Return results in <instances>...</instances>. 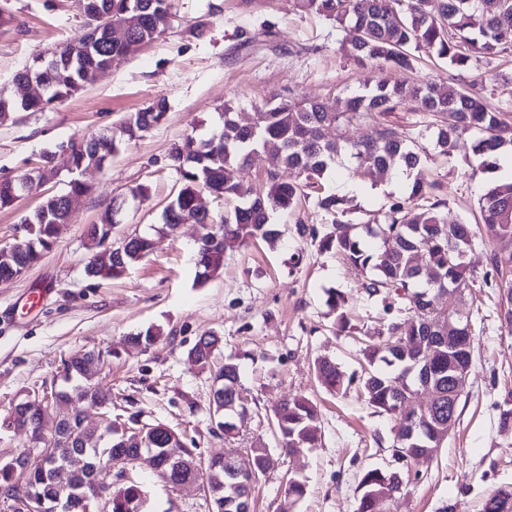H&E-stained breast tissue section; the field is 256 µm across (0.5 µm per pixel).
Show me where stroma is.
Wrapping results in <instances>:
<instances>
[{
	"instance_id": "1",
	"label": "stroma",
	"mask_w": 512,
	"mask_h": 512,
	"mask_svg": "<svg viewBox=\"0 0 512 512\" xmlns=\"http://www.w3.org/2000/svg\"><path fill=\"white\" fill-rule=\"evenodd\" d=\"M170 28L134 55L113 60L83 89L41 112H14L0 121V177L29 172L43 153L55 156L58 178L34 185L14 207L0 210V246L24 240L22 218L43 196L64 190L70 179L69 147L82 137L114 128L130 113L163 99L165 121L142 138L122 144L109 166L82 179L91 191L73 204L68 224L52 249L17 279L0 282V463L31 446L28 434L3 421L20 399L36 398L58 372L62 357L101 353L99 379L112 391V411L161 422L194 440L202 454L236 457L254 442L276 455L275 468L260 475L256 512H355L360 480L371 468L392 462L388 415L374 412L358 387L331 394L318 382L317 357L333 359L348 374L361 373L366 331L387 320L383 302L368 297L364 274L341 256L299 238L296 220L324 229L331 218L314 199L296 212L275 213L277 246L257 240L226 255L224 267L206 283L196 280V224L168 228L163 211L181 187L169 153L186 135L210 137L220 126L219 108L235 106L242 123L257 124L269 98L294 93L305 100L333 98L366 85L397 80L396 72L357 65L340 45L333 21L300 10L294 0H174ZM14 17L0 27V93H10L15 72L33 56L77 39L83 19L76 0H0ZM256 35L247 45L244 34ZM455 79L478 84L489 107L512 115V50L471 59L449 70L435 54L420 51L407 82ZM429 158L423 169L442 185L449 217L479 225L480 197L496 181L511 178L502 166L485 168L480 158L458 150L440 154L433 134L422 140ZM145 185L149 196L131 200ZM344 199L354 224L381 223L391 202L403 194L390 174L364 178L342 162L324 183ZM126 204L116 236L146 235L155 246L120 278L89 280L84 272L92 250L88 225L97 223L113 198ZM468 288L456 300L468 315L474 361L458 418L433 460L406 476L390 512H482L489 493L512 488V326L500 319L502 287L512 281V249L469 250ZM47 289L44 302L27 297ZM347 300L349 324L338 328L327 304L328 289ZM159 330L150 349L134 350L129 336ZM213 332L220 355L240 354V382L249 412L234 435L216 429L209 409L208 373L187 353ZM309 398L317 407L321 442L282 454L272 410L284 398ZM302 477L306 494L289 503L287 479ZM131 476L142 483L151 512H209L203 494L178 492L145 464Z\"/></svg>"
}]
</instances>
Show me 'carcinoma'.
Instances as JSON below:
<instances>
[{"instance_id":"1","label":"carcinoma","mask_w":512,"mask_h":512,"mask_svg":"<svg viewBox=\"0 0 512 512\" xmlns=\"http://www.w3.org/2000/svg\"><path fill=\"white\" fill-rule=\"evenodd\" d=\"M106 5L109 17L124 22L132 32L128 42L100 43L82 52H74V43L55 47L43 65L47 85L41 101L28 100L19 94L29 80V68L14 76L17 94L0 97V108L20 107L26 111L43 110L63 101L79 90L84 73L90 67H101L116 55H131L155 40L168 27L173 0H99ZM299 7L336 23L345 32L341 49L354 61L382 69L405 73L414 69L416 52L430 49L453 70L468 66L471 58L496 55L512 46V0H501L493 14L481 9L479 0H299ZM414 103L416 111L426 118L424 128L435 127L436 141L441 146L457 143L460 132L474 130L478 137L462 144V149L475 156L494 159L512 147V117L491 110L476 88H462L427 81L406 89L399 82L366 85L344 97L329 100H301L293 93L273 96L266 103L261 125L252 128L238 123L234 108L224 105V122L220 131L208 139L186 137L171 154L173 166L180 173L183 185L167 204L166 222L180 224L190 221L203 228L197 247L196 266L200 282H206L224 267L227 249L237 243L261 239L274 244L280 237L276 225L270 223V213H288L309 197L331 171L336 159L345 156L364 174L374 176L386 169L399 168L413 178L407 193L395 199L385 213V222L352 224L345 220L342 200L334 195H317L316 206L333 216L335 230L320 234L315 225L297 224L301 237L319 242V248L334 250L350 264L370 274L365 290L370 296L384 295L389 300L387 310L398 307L405 312L387 324V339L370 343L362 349L366 362L361 388L367 403L394 420L393 454L401 462L388 469L366 471L361 480L362 494L357 512H386L379 493L403 482V469L419 463V457L430 449L408 448L403 437L411 430L421 437L437 432L439 422L448 419V371L461 359L473 358L474 347L456 351L437 339V326L448 322L452 308L448 286L468 282L466 261L451 255L454 248L470 249L475 235L469 225L448 219L442 210L445 200L439 198L441 185L419 178L425 148L419 142L422 131H411L388 125H378L376 136L356 140L349 136L340 141L330 140V128L347 130L366 122H375L384 113L393 112L406 102ZM167 115V104L157 100L128 115L115 130L92 135L71 147L73 176L67 182L66 194H85L89 186L79 178L93 158L109 165L121 143L141 137L160 125ZM259 149L274 154L280 163L298 172L299 180L287 182L279 171L266 175L267 190L263 194L235 177L246 167L251 154ZM32 184L27 177L0 180V209L12 207ZM206 190L237 205L218 218L206 220L197 210L201 191ZM62 195L43 198L36 209L25 216L21 224L26 231L27 249L11 259H0V276L13 267L26 270L41 261L56 238V224L63 214ZM480 212L488 238L500 244H512V181L491 187L480 202ZM115 228L113 208H106L99 222L87 227V237L94 251L85 266L93 280L121 277L151 249L147 236L131 239L126 245L102 247L103 240L112 237ZM379 239L376 247L362 238ZM421 252L426 269L413 264V254ZM220 337L208 333L199 337L188 352V359L201 370L213 371V385L223 397L210 401V409L218 430L232 435L236 420L247 413V405L235 404V410H225L233 401L240 383L239 356L229 355L224 363L215 365V351ZM417 343L415 354L405 353L404 346ZM100 355L93 352L75 353L61 361L56 382L58 398L64 403L74 401L93 404L112 400V392L99 385ZM318 379L329 390L340 389L345 378L337 364L328 358L315 361ZM425 384L434 394L435 414L423 416L407 410L410 393L407 388ZM55 427L56 435L72 439L71 453L57 454L48 464L31 467L26 476L22 512H40L41 502H56L59 512H87L83 493L91 492L94 484L108 479L101 470L80 472L70 467V454L111 458L116 454L136 455L145 448L161 453L166 445L181 448L189 460L199 463L195 471L181 472V480L202 485L212 502V512H240L239 505L252 507L254 487H243V499L238 502L226 490L213 491L228 480L224 458L206 460L195 449L184 446L177 431L163 424L141 425L134 418L129 424H109L101 428L85 424L81 413L55 422L38 405L16 403L9 414L17 430L34 432L35 419ZM272 425L281 439L285 452L297 448H314L319 441L318 412L305 397L285 399L273 409ZM248 478H258L274 467L270 450L262 443L249 449L243 460ZM109 512H149L142 485L128 481L112 488ZM483 512H512V491L497 490L483 505Z\"/></svg>"}]
</instances>
